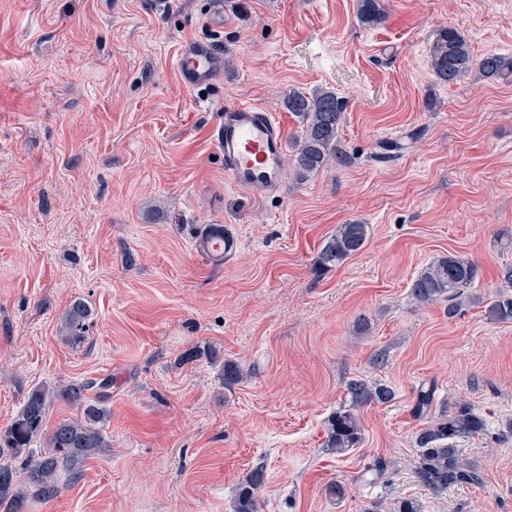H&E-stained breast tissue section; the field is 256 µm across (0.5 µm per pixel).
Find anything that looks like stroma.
<instances>
[{"label":"stroma","mask_w":512,"mask_h":512,"mask_svg":"<svg viewBox=\"0 0 512 512\" xmlns=\"http://www.w3.org/2000/svg\"><path fill=\"white\" fill-rule=\"evenodd\" d=\"M214 2L0 0V430L32 388L112 381L110 447L25 512H233L257 467L260 512H512V322L487 313L512 265V82L448 85L428 64L446 28L475 58L512 56V0H386L375 25L357 0H223L220 28ZM191 38L224 50L202 91L175 68ZM319 88L345 103L339 159L273 194L235 188L213 139L225 106H262L292 139L289 92ZM350 222L365 247L319 268ZM204 224L231 238L224 261L200 250ZM448 255L479 270L453 312L411 295ZM77 299L94 324L76 347ZM354 379L395 396L360 408L361 444L336 455L323 425ZM429 387L432 413L485 418L461 443L483 485L415 482ZM380 459L397 467L374 483ZM93 312L83 300H74L67 308L61 323L64 340L72 346L83 344L92 325Z\"/></svg>","instance_id":"stroma-1"}]
</instances>
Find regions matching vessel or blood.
Here are the masks:
<instances>
[{
	"mask_svg": "<svg viewBox=\"0 0 512 512\" xmlns=\"http://www.w3.org/2000/svg\"><path fill=\"white\" fill-rule=\"evenodd\" d=\"M176 68L184 85L204 88L223 78L224 53L213 40L190 39L181 47ZM214 137L233 186L265 194L280 189L285 179L286 143L272 113L257 105L225 106Z\"/></svg>",
	"mask_w": 512,
	"mask_h": 512,
	"instance_id": "1",
	"label": "vessel or blood"
}]
</instances>
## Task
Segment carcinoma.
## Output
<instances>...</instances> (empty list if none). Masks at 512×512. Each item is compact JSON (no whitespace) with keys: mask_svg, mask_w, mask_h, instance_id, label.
<instances>
[{"mask_svg":"<svg viewBox=\"0 0 512 512\" xmlns=\"http://www.w3.org/2000/svg\"><path fill=\"white\" fill-rule=\"evenodd\" d=\"M357 14L368 25L385 18L383 0H357ZM492 78L512 79V57L488 55L474 60L467 41L454 29L441 30L430 49L429 66L440 81L457 82L473 65ZM288 111L301 119L302 134L294 142L291 158L298 180L303 181L320 171L330 157L338 155L337 138L343 120V101L330 90L318 89L311 94L288 93ZM369 227L352 222L336 228L317 256V264L328 269L342 264L362 250L367 242ZM225 231L221 224H208L200 229L199 245L218 260L224 259ZM477 278V267L456 255L442 257L426 266L415 278L412 297L421 304L438 300L448 302V312L455 311L465 289ZM489 314L497 321H512V294L501 293L490 306ZM93 312L81 299L67 308L61 323L64 340L72 346L83 344L92 325ZM112 381L88 380L66 385L53 392L45 386L27 394L12 423L0 432V457L5 452L18 458L26 456L27 478L19 482V472L11 462H0V509L24 512L28 498L49 501L56 497L61 478L76 480L81 470L78 464L109 447L105 432L110 410L104 405L106 391ZM99 390L96 398L87 392ZM349 406L332 413L324 421L323 447L338 454L345 453L362 441V425L357 409L374 402L387 403L394 397L391 387L370 385L363 380L348 384ZM79 406L81 419L63 422L55 430L45 432L47 408L53 397ZM486 427L483 416L466 402H457L441 414L424 422L417 435L418 454L413 470L416 481L435 493H444L458 485H481L484 477L475 465L464 458L460 440L482 432ZM41 440L43 453L32 449ZM265 485L263 469L250 472L239 485L234 512H259L260 493Z\"/></svg>","mask_w":512,"mask_h":512,"instance_id":"1","label":"carcinoma"}]
</instances>
